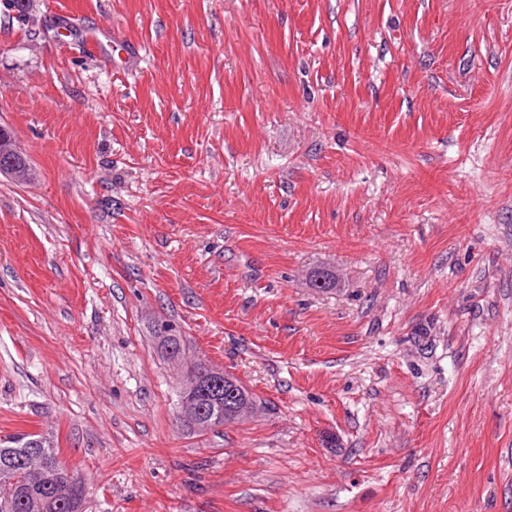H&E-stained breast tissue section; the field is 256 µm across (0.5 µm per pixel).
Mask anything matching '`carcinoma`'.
Listing matches in <instances>:
<instances>
[{
  "label": "carcinoma",
  "mask_w": 512,
  "mask_h": 512,
  "mask_svg": "<svg viewBox=\"0 0 512 512\" xmlns=\"http://www.w3.org/2000/svg\"><path fill=\"white\" fill-rule=\"evenodd\" d=\"M12 131L0 126V160L10 161L9 178L18 184L28 182L32 167L26 157L14 152ZM152 330L160 352L170 360L184 352V339L172 324L153 323ZM195 405L212 421L231 424L226 415V400L201 394ZM65 467L59 449L49 434H16L0 439V512H82L86 482L65 485L58 475Z\"/></svg>",
  "instance_id": "1"
}]
</instances>
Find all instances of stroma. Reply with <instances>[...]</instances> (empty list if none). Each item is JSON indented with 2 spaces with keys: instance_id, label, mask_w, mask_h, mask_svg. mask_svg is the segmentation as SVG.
Instances as JSON below:
<instances>
[{
  "instance_id": "35a3bbf8",
  "label": "stroma",
  "mask_w": 512,
  "mask_h": 512,
  "mask_svg": "<svg viewBox=\"0 0 512 512\" xmlns=\"http://www.w3.org/2000/svg\"><path fill=\"white\" fill-rule=\"evenodd\" d=\"M0 124V436L83 512H512V0H0ZM15 140L12 131L0 126V165L1 160H12L8 163L10 174L7 175L13 182L23 184L28 182L32 175V167L26 157L14 152ZM152 330L160 352L166 359H180L184 352V339L172 324L165 321L153 323ZM186 371L189 373L190 381L183 388V398L180 401V409L182 414L188 412L190 404L192 403V400L197 394L199 388L204 384V380L207 378L220 376L219 373L211 371L201 374L195 369V366H193L192 363H187ZM236 388H238V385L235 380L228 374L224 373V386L219 388L223 397L221 400L216 398L212 399L210 395L204 394H201L194 399L195 405L198 408L200 407L204 409V412L201 414H199L197 409L196 414L198 418H202L203 416H207V418L211 417V421H223L222 423L224 425L235 423V419L226 415V400L224 397V391L226 390V393L231 392L232 395H235L237 393Z\"/></svg>"
}]
</instances>
